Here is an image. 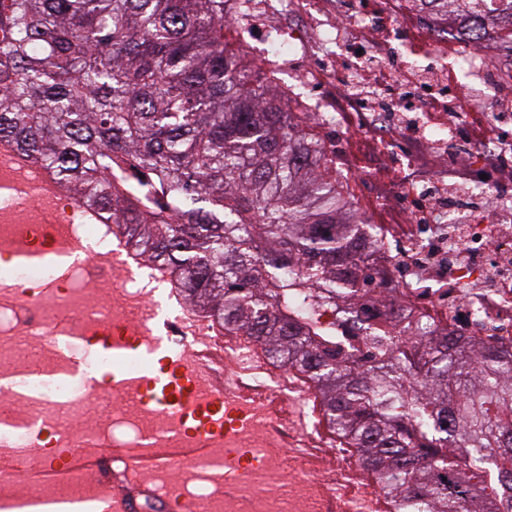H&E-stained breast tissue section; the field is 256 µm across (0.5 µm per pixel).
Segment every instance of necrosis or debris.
<instances>
[{"instance_id": "4bbe7bcc", "label": "necrosis or debris", "mask_w": 512, "mask_h": 512, "mask_svg": "<svg viewBox=\"0 0 512 512\" xmlns=\"http://www.w3.org/2000/svg\"><path fill=\"white\" fill-rule=\"evenodd\" d=\"M271 17L257 57L265 68L285 62L304 67L288 86L292 107L303 110L334 139L326 151L343 193L362 195V205L390 214L387 224H365L371 272L378 293L392 303L391 329L422 335L438 331L485 347L512 349V226L500 223L512 212V155L496 137L467 142L474 117L496 120L512 101V54L499 50L496 26L478 44L461 38L467 8L435 0H265ZM427 42L424 64L407 58L412 32ZM398 67L427 81L432 90L451 75L456 96L442 120L420 122L409 138L398 122L403 102L385 91L387 111L366 110L344 73L368 75ZM448 148L450 165L466 180L468 194L483 200L482 218L462 223L457 206L439 209L426 224L411 212V186L446 178L433 145ZM114 249L93 224L81 221L75 194L56 186L37 163L20 165L0 142V379L9 380L0 399L10 422L0 427V447L15 456L0 470V500L55 505L60 499L88 507L96 501L78 473L45 487L23 482L22 471L40 460L43 430L52 447L96 444L110 436L116 448H136L147 439L165 442L179 434L174 413L133 401L129 390H108L92 372L112 365L103 350L81 344L101 328L133 335L146 328L140 298L130 283L156 281L152 264L112 266L93 279L90 265L111 263ZM183 316L165 319L170 346L205 362L212 383L231 396L253 399V423L235 436L239 448L259 454L237 479V490L218 497L224 476L215 460L165 465L149 479L166 484L184 512H363L368 502H394L360 465L354 448L330 431L319 397L298 373L273 361L240 370L251 356L241 333L209 327L191 335ZM118 401L115 421L86 409L95 393Z\"/></svg>"}]
</instances>
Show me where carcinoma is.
<instances>
[{"instance_id":"1","label":"carcinoma","mask_w":512,"mask_h":512,"mask_svg":"<svg viewBox=\"0 0 512 512\" xmlns=\"http://www.w3.org/2000/svg\"><path fill=\"white\" fill-rule=\"evenodd\" d=\"M227 2L0 0V139L88 221L116 225L193 311L304 374L396 512H512V351L374 330L389 304L362 220L275 71L258 79ZM464 2L462 37L493 24L512 50V0ZM301 297L345 305L367 350L300 318Z\"/></svg>"}]
</instances>
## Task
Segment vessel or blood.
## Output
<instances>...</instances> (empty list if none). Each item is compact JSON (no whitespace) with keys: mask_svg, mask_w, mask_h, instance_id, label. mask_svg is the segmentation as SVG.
Here are the masks:
<instances>
[{"mask_svg":"<svg viewBox=\"0 0 512 512\" xmlns=\"http://www.w3.org/2000/svg\"><path fill=\"white\" fill-rule=\"evenodd\" d=\"M90 343L111 354L114 386L133 389L140 402L175 411L191 435L158 444L149 453L134 457L117 475L112 472L109 456L101 449L71 448L63 458L48 456L29 465L26 480L53 484L76 471L90 485L103 490L108 512H137V499L141 496L158 502L162 512H171L173 497L151 485L147 472L162 464L210 458L213 443L223 439L225 429L245 422L250 410L232 404L222 390L211 388L210 374L201 362L170 354L152 340L115 332L91 337ZM133 352L151 360V367L137 371L122 367V360Z\"/></svg>","mask_w":512,"mask_h":512,"instance_id":"obj_1","label":"vessel or blood"}]
</instances>
